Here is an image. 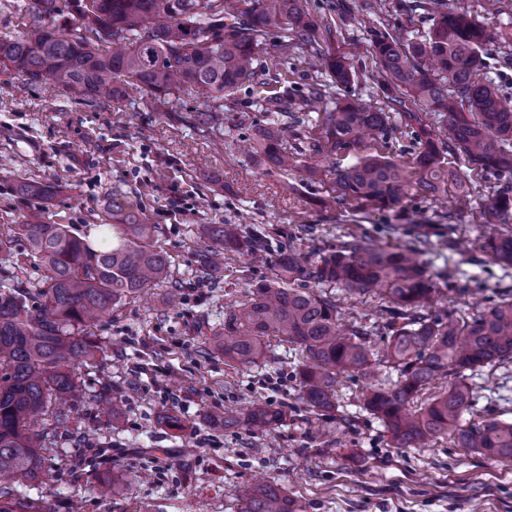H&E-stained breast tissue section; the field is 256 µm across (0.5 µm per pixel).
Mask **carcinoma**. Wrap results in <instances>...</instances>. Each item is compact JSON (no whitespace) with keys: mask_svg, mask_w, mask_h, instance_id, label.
I'll return each instance as SVG.
<instances>
[{"mask_svg":"<svg viewBox=\"0 0 512 512\" xmlns=\"http://www.w3.org/2000/svg\"><path fill=\"white\" fill-rule=\"evenodd\" d=\"M222 0H30L33 22L20 38H0V73L45 78L53 87L116 103L135 88L149 106L170 105L191 92L205 99L199 123L219 121L224 99L244 84L262 85L261 60L270 34L285 54L310 42L314 20L300 0H248L240 9L227 4L223 38L213 35L211 10ZM406 14L422 13L431 25L421 39L387 26L371 33L367 52L381 68V100L345 96L324 112L320 151L340 153L397 134L413 137L412 157L367 153L336 173V195L324 205L366 206L390 211L411 191L432 196L451 193L465 207L469 191L460 159L471 169L512 175V105L495 82L480 76L487 41L484 28L454 0H410ZM334 82L352 78L349 57L326 56ZM281 107L269 104L262 133L266 161L288 169L280 140ZM450 120L451 136L433 135L428 118ZM512 218V185L504 184L485 210L488 224ZM400 243L374 245L366 237L340 239L328 252L301 254L282 247L279 269L270 279L248 286L247 301L224 317V331L213 346L241 366L267 355L266 337L296 344L305 352L295 378L299 399L312 412L337 410L344 378H359L360 407L377 419L388 444L421 448L446 437L457 448L494 461H512V422L487 413L467 425L461 419L477 398L470 379L486 366L512 362V292L496 291L472 316L433 310L440 288L424 256L435 249L421 224H389ZM117 243L97 251L64 224H22L21 236L44 275L35 287L0 285V512H53L43 499L18 498L13 487L43 476L46 454L56 439L73 440L81 452L53 468L58 481H80L84 457L105 459L108 449L72 424L68 402L80 397L79 368L104 352L94 332L126 296L161 282L167 254L153 242L155 226L130 216L112 225ZM199 262L212 276L224 268V253L258 252L264 233L248 234L237 224H205ZM482 250L500 268L512 269V230L484 240ZM322 292L316 293L314 289ZM327 288L381 300V321L342 322L336 297ZM38 306L29 307L31 299ZM397 378H380V367ZM445 389L432 398L424 391L437 380ZM94 402L116 420L123 406L106 384ZM286 420L285 411L252 403L210 415L226 430L245 425L270 431ZM104 496L121 493L107 472L95 477ZM241 512H303L301 504L276 481L265 480L242 497Z\"/></svg>","mask_w":512,"mask_h":512,"instance_id":"obj_1","label":"carcinoma"}]
</instances>
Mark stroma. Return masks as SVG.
I'll use <instances>...</instances> for the list:
<instances>
[{"mask_svg": "<svg viewBox=\"0 0 512 512\" xmlns=\"http://www.w3.org/2000/svg\"><path fill=\"white\" fill-rule=\"evenodd\" d=\"M387 15L365 23H343L336 0H301L318 26V45L281 54L267 48L269 68L263 95L288 94L294 105L282 117L319 125L324 104H307L313 82L331 83L326 66L310 67L316 53L353 52L355 76L337 96L367 93L378 70L365 48L371 30L403 25L398 0ZM485 29V62L501 97L512 100V0H465ZM130 92L122 105L54 91L46 81L0 74V234L14 236L11 255L0 253V270L15 282L35 286L44 275L17 232L22 224H64L89 238L101 224L119 223L123 204L157 227L156 241L169 256L167 280L127 296L97 331L107 349L81 367L85 398L73 404L76 419L97 420L95 439L112 445L109 463L123 487L104 499L86 483L60 484L47 478L26 496L48 499L54 512H238L242 493L264 479L277 481L304 512H512V462H494L452 447L447 438L424 448H394L379 422L360 409L359 381L345 380L337 412L320 416L298 399L293 366L300 346L267 341L262 364L242 367L224 359L212 343L224 315L241 301L249 283L271 277L281 243L298 251L330 250L346 236L366 235L394 244L386 232L394 218L431 223L452 217L463 239L497 232L482 213L503 180L485 172L469 183L471 202L456 212L450 201L415 196L396 212L327 208L337 170L355 163L351 150L316 152L311 143L285 137L286 151L303 147L287 172L266 167L246 146L266 117L249 88L229 103L222 123L199 127L203 98L187 93L175 107L144 111ZM59 183L49 200L21 195L20 179ZM206 224H240L270 233V247L250 257L224 256V274L202 278L198 250ZM431 273H448L462 288L458 315L475 314L477 303L499 288L512 289L476 247L428 254ZM179 289V307L164 299ZM124 401L123 414L109 420L91 397L103 376ZM475 409L512 421V364L484 369L474 379ZM263 401L287 406L288 420L275 430L213 427L210 413Z\"/></svg>", "mask_w": 512, "mask_h": 512, "instance_id": "35a3bbf8", "label": "stroma"}]
</instances>
